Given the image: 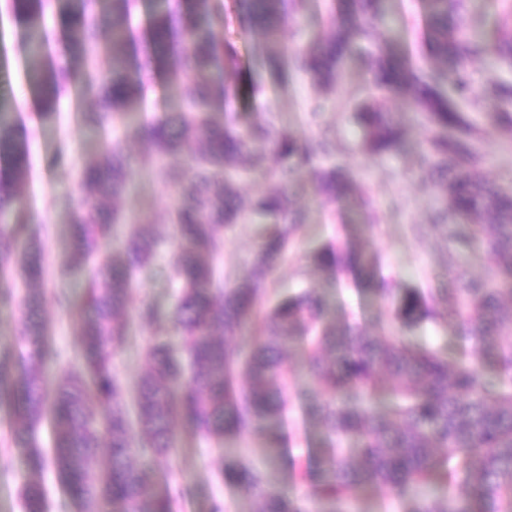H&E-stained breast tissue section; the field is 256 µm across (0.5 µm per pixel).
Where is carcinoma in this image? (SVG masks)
I'll return each instance as SVG.
<instances>
[{
	"label": "carcinoma",
	"mask_w": 512,
	"mask_h": 512,
	"mask_svg": "<svg viewBox=\"0 0 512 512\" xmlns=\"http://www.w3.org/2000/svg\"><path fill=\"white\" fill-rule=\"evenodd\" d=\"M130 0H8L23 21L29 71L41 110L56 112L74 90L93 95L99 111L79 113L80 122L102 140L101 158L81 167L82 200L73 211L68 261L87 269L88 289L78 309L82 320L77 358L63 374L50 377L57 358L44 319L46 253L37 235L18 247V223L6 212L29 169V147L16 127L0 115V273L17 265L25 281L17 335L27 356L0 363V406L10 416L11 446L25 453L29 470L23 491L27 512H44L41 474L52 469L75 512H173L176 498L156 478L159 463L176 452L179 432L221 445L242 433L261 434L277 424L288 402L297 400L314 416L329 445L318 465L295 474L305 495L294 498L267 487L265 473L246 463L228 478L243 495L260 503L255 512H314L339 505L357 486H378L400 504L414 499L417 486L445 469L462 478L473 497L450 495L407 512H512V188L488 182L480 170L477 128L462 110L468 79L462 63L483 58L512 61V33L485 43L463 34L461 0H427L429 29L425 66H416L385 43L375 58L372 85L384 96L409 100L427 125L430 149L422 167L443 185L427 180L432 224L457 237L471 224L465 243H483L489 263L476 279L461 276L448 293V323L470 343L467 362L452 367L448 357L404 340L401 330L434 314V299L420 291H398L371 272L377 261L348 242L319 251L315 261L333 282L345 273H363L364 290L378 303L371 328L327 322L328 301L314 289L280 299L262 312L265 283L279 265L291 238L305 224L293 208L287 174L269 166V157L295 159L311 168L321 201L348 198L352 176L319 164L342 150L322 137L298 142L269 112L245 125L233 117L215 125L210 111L237 96L221 79L237 65L233 41L221 36L224 0H156L140 47L126 26ZM250 32L277 43L301 0H235ZM383 0H331L329 28L316 38L261 64L281 74L298 72L322 88L336 85L345 61L363 42L378 40L371 21ZM59 15L63 50L82 62L79 73L53 57L44 26L48 11ZM165 69L170 83L185 92L179 111L144 126L136 97L144 67ZM452 83L456 97L441 86ZM488 93L499 103L494 121L512 136V84L493 82ZM362 147L376 156L399 152L402 130L376 103L358 106ZM136 135L163 160L156 177L172 189L169 223L178 250L172 258L179 296L170 313L186 357L169 342L154 341L146 368L128 384L115 370L133 325L150 326L155 309L132 306L135 274L148 270L157 238L142 220L125 214L118 200L137 187L127 138ZM194 150L186 151L188 144ZM244 174H260L279 187L254 211L267 220L250 271L229 285L217 269L224 230L239 224L246 209L239 193ZM253 329L255 341L243 350L233 337ZM305 357L311 384L294 393L285 384L286 355ZM498 365L492 379L484 364ZM387 394L385 407L375 403ZM45 417L53 425V452L43 453L36 431Z\"/></svg>",
	"instance_id": "cac0c4a2"
}]
</instances>
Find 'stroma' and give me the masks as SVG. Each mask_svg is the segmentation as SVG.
<instances>
[{
    "mask_svg": "<svg viewBox=\"0 0 512 512\" xmlns=\"http://www.w3.org/2000/svg\"><path fill=\"white\" fill-rule=\"evenodd\" d=\"M329 0H306L301 13L291 21L277 44L259 45L246 33V21L238 11H231L224 33L236 45L239 64L228 79L240 88L232 108L239 118L251 119L264 112L276 113L281 124L301 139L330 131L345 144L336 163L347 168L356 182L354 199L326 211L320 205L307 172L291 174L299 188L294 201L306 214V224L288 249L286 259L268 281L264 304L277 298L314 288L324 291L338 323L366 326L377 305L362 292L354 278L343 279L341 286L327 285L322 274L309 262L311 253L321 250L337 238L346 236L356 249L376 254V275L396 287L435 294L444 287L449 255H457L463 270L482 274L488 264L485 252L462 240L445 238L441 230L427 224V204L418 190L422 175L420 157L427 147L428 134L419 116L403 98L383 102L384 111L392 113L404 128L401 153L376 158L361 146L362 131L354 112L368 94L371 81L368 51L359 52L347 63L335 89L317 88L307 77L292 75L279 78L255 66L253 58L263 52L276 55L306 46L319 35L328 33ZM386 15L378 22L385 38L395 40L399 50L411 57L422 53L429 17L422 0H387ZM23 27L13 16H0V101L12 105L16 124L30 147V172L14 197L11 214L23 217L26 229L47 231L49 263L59 267L71 249L69 220L82 197L75 170L85 162L100 157L101 141L78 121V113L94 109L89 97L65 95L56 114L42 116L37 94L29 80L22 47ZM472 93L463 109L478 126L479 147L484 156L482 172L492 183L512 187V139L488 121V113L497 111V103L484 96V88L493 81L512 83V66L489 68L482 60L465 64ZM147 87L143 120L152 121L177 108L178 91L167 77L156 71L145 72ZM138 188L121 204L124 211L148 215L150 228L159 238V246L149 270L140 277L134 292L135 302L157 306L156 323L142 328L136 339L115 360L121 376L134 380L145 365L146 350L156 339L172 338L169 312L177 288L169 274V261L176 250L168 223L170 192L150 171L137 175ZM366 197L380 214V221L365 227L356 203ZM263 224L254 212H247L243 223L224 233V251L219 267L227 278L249 271L253 254L261 241ZM86 285V271L74 268L66 278H52L48 285L46 318L58 353V364L67 367L78 350L81 320L72 313L71 303L79 302ZM404 336L417 343H427L447 353L450 363H458L466 343L455 326L446 319H428L404 329ZM7 417L0 414V512H24L20 490L26 479V465L15 448L5 442ZM226 448L265 468L270 484L279 490L291 489L294 482L291 463L297 459L320 460L326 453V441L316 420L301 410H293L290 420L264 434H245L227 439ZM233 459L224 450L198 435L182 434L177 454L158 472L160 483L177 492V512H209L214 498L224 501L225 512H253L254 504L245 498L222 471L233 467Z\"/></svg>",
    "mask_w": 512,
    "mask_h": 512,
    "instance_id": "1",
    "label": "stroma"
}]
</instances>
